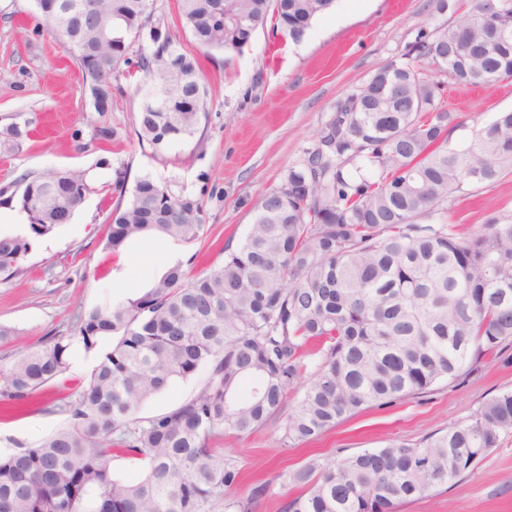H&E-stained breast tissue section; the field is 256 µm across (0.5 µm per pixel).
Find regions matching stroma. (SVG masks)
I'll return each instance as SVG.
<instances>
[{
	"mask_svg": "<svg viewBox=\"0 0 512 512\" xmlns=\"http://www.w3.org/2000/svg\"><path fill=\"white\" fill-rule=\"evenodd\" d=\"M454 15L438 12L435 0H336L298 43L257 31L240 55L203 60L207 118L195 134L165 151L140 145L139 76L121 79L113 108L95 112L81 70L45 27L34 0H0V129L31 121L37 129L19 150L0 153V188L26 174L74 170L87 175L82 206L52 235L35 243L23 274L0 282V325L13 327L25 344L75 334L80 311L143 295L173 262L195 274L222 265L224 242L240 241L259 200L311 147L334 113L337 100L363 86L381 67L404 61L419 30L443 28ZM446 107L460 125L451 141H468L472 130L512 110V84L470 90L440 76ZM114 130L93 140L96 126ZM129 182L148 175L175 193L199 199L206 234L191 245L131 242L127 254L108 250L106 217L112 207L115 169ZM512 220V174L492 188L458 199L449 222L464 232L492 217ZM100 337L93 350L74 344L64 381L40 391L26 414L0 416V454L17 443H35L60 427L61 407L88 378L99 354L112 346ZM512 389V345L492 359L467 362L461 375L424 393L366 408L309 442L283 440V419L240 438L215 440L239 459L238 498L259 482L303 466L310 458H342L394 441L417 443L470 419L481 403ZM399 512H512V430L465 475L431 495L406 502Z\"/></svg>",
	"mask_w": 512,
	"mask_h": 512,
	"instance_id": "35a3bbf8",
	"label": "stroma"
}]
</instances>
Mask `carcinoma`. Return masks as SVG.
Instances as JSON below:
<instances>
[{
    "label": "carcinoma",
    "mask_w": 512,
    "mask_h": 512,
    "mask_svg": "<svg viewBox=\"0 0 512 512\" xmlns=\"http://www.w3.org/2000/svg\"><path fill=\"white\" fill-rule=\"evenodd\" d=\"M78 0H36L49 30L79 65L95 111L112 109L123 68L144 74L139 142L158 152L192 136L206 114L196 57L143 0H99L101 27L79 25ZM178 24L199 48L240 52L268 19L301 41L335 0H177ZM456 15L421 30L406 62L338 100L311 148L262 198L224 263L189 276L171 266L141 297L84 310L74 336L45 337L0 369V411L24 408L69 369L74 342L86 350L116 336L65 404L66 422L35 444L0 456V512H250L275 483L299 495L282 512H397L469 472L512 430V391L485 400L473 419L419 443L399 442L340 460L313 458L232 494L238 460L213 447L249 435L284 410L287 440L307 441L366 407H387L453 378L467 360L512 343V222L493 218L464 234L447 222L456 197L512 169V112L451 143L459 126L433 67L472 87L512 81V0H437ZM28 136L14 123L0 149ZM85 174L27 175L16 201L28 233L0 235V280L23 273L35 240L73 216ZM117 169L107 247L158 233L189 244L205 230L202 203L150 176ZM207 370L204 385L152 417L139 407L177 380ZM302 394L293 407L288 395ZM138 458L135 482L112 477V461Z\"/></svg>",
    "instance_id": "cac0c4a2"
}]
</instances>
